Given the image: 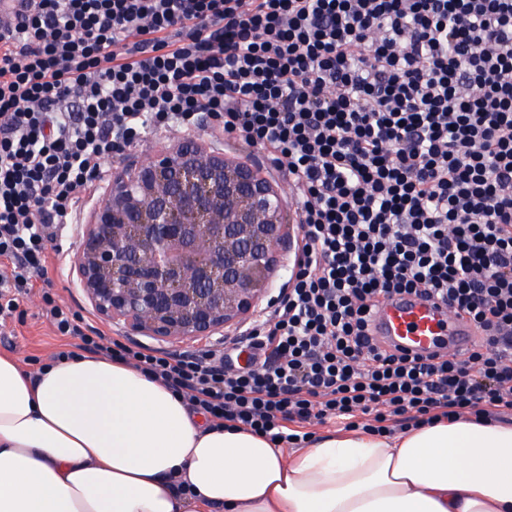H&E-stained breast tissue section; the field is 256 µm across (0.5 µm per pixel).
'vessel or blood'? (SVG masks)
Listing matches in <instances>:
<instances>
[{
	"mask_svg": "<svg viewBox=\"0 0 512 512\" xmlns=\"http://www.w3.org/2000/svg\"><path fill=\"white\" fill-rule=\"evenodd\" d=\"M372 329L386 348L422 356L465 355L479 339L466 317L413 296L383 302L372 315Z\"/></svg>",
	"mask_w": 512,
	"mask_h": 512,
	"instance_id": "1",
	"label": "vessel or blood"
}]
</instances>
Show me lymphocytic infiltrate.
I'll list each match as a JSON object with an SVG mask.
<instances>
[{"label": "lymphocytic infiltrate", "instance_id": "lymphocytic-infiltrate-1", "mask_svg": "<svg viewBox=\"0 0 512 512\" xmlns=\"http://www.w3.org/2000/svg\"><path fill=\"white\" fill-rule=\"evenodd\" d=\"M204 115L292 182L287 288L231 349L193 353L103 336L46 294L54 360L134 365L287 448L332 419L512 417V0H27L0 21L1 326L103 165ZM403 293L465 315L476 346L381 348L372 314Z\"/></svg>", "mask_w": 512, "mask_h": 512}]
</instances>
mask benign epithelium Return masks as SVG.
<instances>
[{"instance_id": "obj_1", "label": "benign epithelium", "mask_w": 512, "mask_h": 512, "mask_svg": "<svg viewBox=\"0 0 512 512\" xmlns=\"http://www.w3.org/2000/svg\"><path fill=\"white\" fill-rule=\"evenodd\" d=\"M293 224L283 189L194 138L112 171L84 225L78 285L133 336H212L253 314L287 269Z\"/></svg>"}]
</instances>
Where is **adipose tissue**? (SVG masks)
I'll return each mask as SVG.
<instances>
[{
  "label": "adipose tissue",
  "mask_w": 512,
  "mask_h": 512,
  "mask_svg": "<svg viewBox=\"0 0 512 512\" xmlns=\"http://www.w3.org/2000/svg\"><path fill=\"white\" fill-rule=\"evenodd\" d=\"M0 512H512V425L333 431L288 450L106 356L35 375L4 352Z\"/></svg>",
  "instance_id": "adipose-tissue-1"
}]
</instances>
